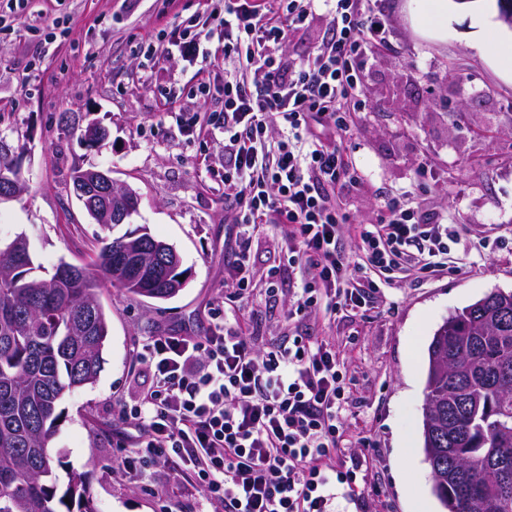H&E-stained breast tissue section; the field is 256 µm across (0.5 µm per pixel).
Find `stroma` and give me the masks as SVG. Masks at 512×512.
Instances as JSON below:
<instances>
[{
  "label": "stroma",
  "mask_w": 512,
  "mask_h": 512,
  "mask_svg": "<svg viewBox=\"0 0 512 512\" xmlns=\"http://www.w3.org/2000/svg\"><path fill=\"white\" fill-rule=\"evenodd\" d=\"M390 45L362 62L366 109L343 132L357 182L338 190L352 223L382 214L393 195L415 191L425 209L459 227L448 271L381 288L364 308L295 315L290 295L266 300L255 289L239 300L244 323L260 325L258 344L295 333L332 340L351 380L344 453L364 461L356 481L368 512H413L431 500L422 450L428 347L455 311L493 291L512 292V30L496 19L495 0L437 17L430 0H379ZM224 0H33L0 30V139L17 156L28 192L0 203V238L25 234L37 263H90L103 230L70 191L73 167L110 171L140 196L137 213L113 236L146 232L172 245L187 283L158 302L102 283L109 317L103 364L94 383L67 394L50 446L58 476L81 473L95 512H213L202 489L173 464L147 476L119 473L128 442L118 417L151 377L136 358L148 339L202 336L212 310L234 289L224 274V239L233 212L224 202V68L197 73L179 58L151 67L143 49L160 30L193 19L209 24ZM52 53H43L46 39ZM208 83L209 94L199 86ZM91 122L110 136L87 146L74 126ZM285 262L272 227L253 240L257 277ZM412 458H405V447Z\"/></svg>",
  "instance_id": "35a3bbf8"
}]
</instances>
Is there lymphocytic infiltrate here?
Wrapping results in <instances>:
<instances>
[{
    "mask_svg": "<svg viewBox=\"0 0 512 512\" xmlns=\"http://www.w3.org/2000/svg\"><path fill=\"white\" fill-rule=\"evenodd\" d=\"M376 2L224 0V198L236 210L226 273L238 294L256 286L251 246L267 224L283 232L288 266L308 272L288 283L300 314L356 307L394 275L448 267L459 231L447 219L404 195L377 223L354 225L334 197L355 176L336 135L365 109L362 59L389 42ZM320 10L329 40L299 61L277 58ZM215 30L176 24L150 56L210 63ZM348 237L357 252L344 250ZM238 311L224 304L207 336L165 334L137 352L151 384L119 410L138 432L121 471L132 479L170 460L224 512H337L340 498L361 512V462L336 457L353 399L335 348L302 335L258 348L259 326L243 331Z\"/></svg>",
    "mask_w": 512,
    "mask_h": 512,
    "instance_id": "lymphocytic-infiltrate-1",
    "label": "lymphocytic infiltrate"
}]
</instances>
